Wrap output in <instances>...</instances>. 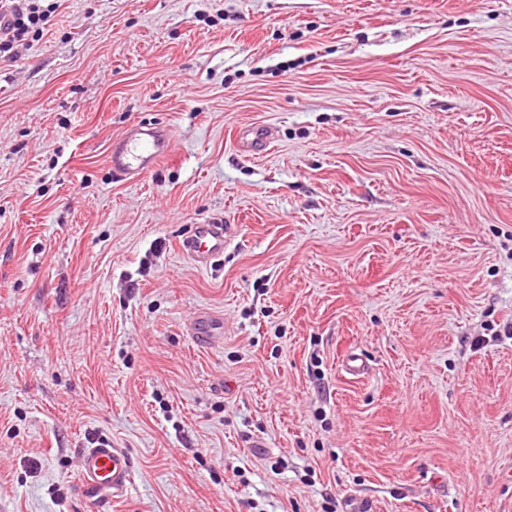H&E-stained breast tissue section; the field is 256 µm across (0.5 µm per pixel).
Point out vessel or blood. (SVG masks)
<instances>
[{"label":"vessel or blood","mask_w":512,"mask_h":512,"mask_svg":"<svg viewBox=\"0 0 512 512\" xmlns=\"http://www.w3.org/2000/svg\"><path fill=\"white\" fill-rule=\"evenodd\" d=\"M170 138L166 127L141 122L131 124L107 147V161L113 175L131 184L138 182L166 158ZM270 140V131L263 127L245 129L237 135L240 151L254 157L266 152ZM227 234V227L221 224H196L180 243L179 250L203 266L223 253ZM189 331L197 342L211 345L223 336L224 324L219 318L202 312L190 322ZM131 474L127 451L113 447L107 439H96L93 447L81 451L76 495L80 500L93 501L98 512H111L113 500L126 492Z\"/></svg>","instance_id":"obj_1"}]
</instances>
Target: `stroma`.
<instances>
[{
    "instance_id": "35a3bbf8",
    "label": "stroma",
    "mask_w": 512,
    "mask_h": 512,
    "mask_svg": "<svg viewBox=\"0 0 512 512\" xmlns=\"http://www.w3.org/2000/svg\"><path fill=\"white\" fill-rule=\"evenodd\" d=\"M97 438L112 512H512V0H59L0 61V512ZM171 138L167 127L135 122L107 147L112 174L128 183H136L156 169L167 157ZM271 140V132L264 127H253L239 131L237 144L242 153L250 156H261L267 150ZM228 227L224 224H195L191 234L179 243V250L199 265L224 253V238ZM189 331L197 342L211 345L224 335V323L209 313L201 312L189 323Z\"/></svg>"
}]
</instances>
